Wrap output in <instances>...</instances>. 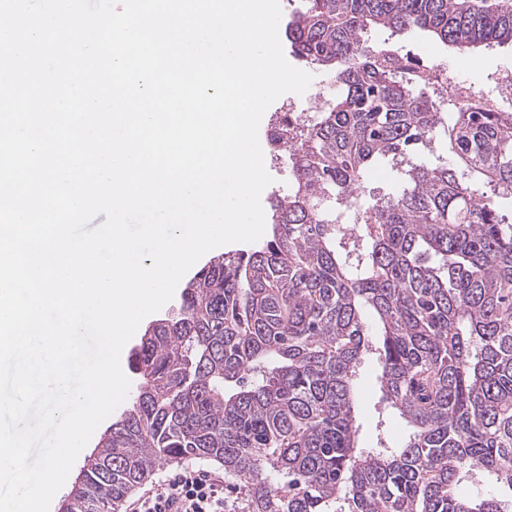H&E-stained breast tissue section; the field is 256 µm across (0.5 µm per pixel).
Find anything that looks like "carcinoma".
Listing matches in <instances>:
<instances>
[{
	"label": "carcinoma",
	"instance_id": "1",
	"mask_svg": "<svg viewBox=\"0 0 512 512\" xmlns=\"http://www.w3.org/2000/svg\"><path fill=\"white\" fill-rule=\"evenodd\" d=\"M463 53L512 45V9L471 0H303L301 61L336 93L296 132L268 238L213 257L132 357L139 382L63 500L120 512L160 467L224 466L237 512H512V109L414 94L408 57L368 34L410 29ZM451 158L411 160L437 128ZM381 159L400 190L366 209ZM354 216L356 234L337 218ZM378 342H372L368 319ZM371 353L409 429L364 448L354 376ZM478 471L507 490L460 493Z\"/></svg>",
	"mask_w": 512,
	"mask_h": 512
}]
</instances>
